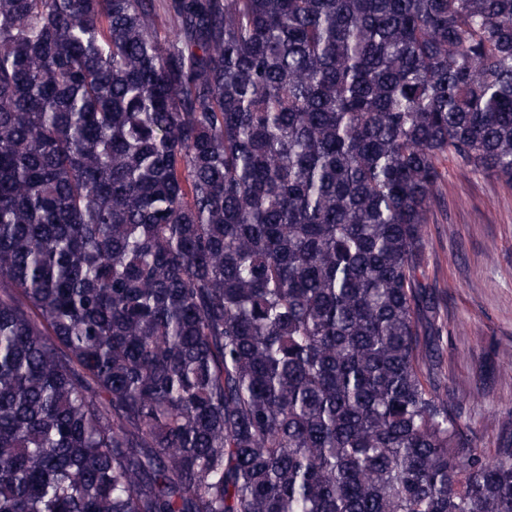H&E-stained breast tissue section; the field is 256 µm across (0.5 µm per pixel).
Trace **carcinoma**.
<instances>
[{
	"label": "carcinoma",
	"instance_id": "cac0c4a2",
	"mask_svg": "<svg viewBox=\"0 0 512 512\" xmlns=\"http://www.w3.org/2000/svg\"><path fill=\"white\" fill-rule=\"evenodd\" d=\"M512 188V0H0V512H512L416 272Z\"/></svg>",
	"mask_w": 512,
	"mask_h": 512
}]
</instances>
